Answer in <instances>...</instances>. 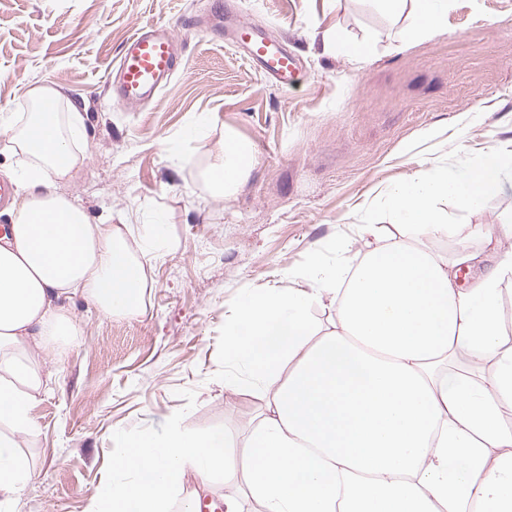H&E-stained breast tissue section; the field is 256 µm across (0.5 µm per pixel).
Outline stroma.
Segmentation results:
<instances>
[{
	"label": "stroma",
	"mask_w": 512,
	"mask_h": 512,
	"mask_svg": "<svg viewBox=\"0 0 512 512\" xmlns=\"http://www.w3.org/2000/svg\"><path fill=\"white\" fill-rule=\"evenodd\" d=\"M213 0H0V110L23 112L30 83L85 101L87 159L61 185L91 221L121 227L132 252L158 248L144 266L140 314L108 317L83 300V327L62 363L46 359L52 390L20 438L34 475L17 512H86L108 481L123 435L161 437L171 425L233 437L239 458L266 404L262 389L225 385L224 328L245 297L293 288L290 271L312 253L356 264L362 221L389 239L413 238L373 203L379 188L419 161L458 167L512 142V0H449L444 34L399 41L408 11L374 0H235L229 28L246 23L287 43L303 74L284 90L245 48L202 30ZM174 27L181 65L148 104L112 96L108 75L137 27ZM377 35L359 63L336 57L329 31ZM252 143L255 161L239 189L210 197L204 179L225 131ZM512 213V179L480 210L453 213L432 247L476 259L459 275L473 287L506 254L486 227ZM350 238L346 251L337 236Z\"/></svg>",
	"instance_id": "obj_1"
}]
</instances>
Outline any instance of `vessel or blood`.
<instances>
[{"label": "vessel or blood", "mask_w": 512, "mask_h": 512, "mask_svg": "<svg viewBox=\"0 0 512 512\" xmlns=\"http://www.w3.org/2000/svg\"><path fill=\"white\" fill-rule=\"evenodd\" d=\"M235 38L247 45L251 58L267 77L285 87L298 82L296 59L279 44L265 40L253 30L236 31ZM176 51L177 38L171 28H137L127 39L115 67L121 98L138 103L157 92L175 69Z\"/></svg>", "instance_id": "vessel-or-blood-1"}]
</instances>
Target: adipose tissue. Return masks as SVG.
<instances>
[{
    "label": "adipose tissue",
    "mask_w": 512,
    "mask_h": 512,
    "mask_svg": "<svg viewBox=\"0 0 512 512\" xmlns=\"http://www.w3.org/2000/svg\"><path fill=\"white\" fill-rule=\"evenodd\" d=\"M402 44L442 34L449 0H411ZM26 112L0 111L15 185L11 218L0 236V512H16L33 464L19 437L49 381L44 356L60 357L81 327L71 310L82 298L107 316L140 311L143 265L119 229L91 223L60 193L87 158L85 103L46 83L30 84ZM254 162L250 143L227 134L206 177L207 191H237ZM512 172V149L492 148L458 171L418 162L384 185L377 205L416 239L366 252L357 266L325 264L312 254L292 278L310 289L267 288L251 295L226 327L225 360L242 365L271 391L251 437L248 462L220 433L125 437L117 470L141 481L106 484L87 512H169L186 476L236 481L263 512H512V348L500 346L502 261L469 290L455 261L429 241L447 234L448 216L475 211ZM336 306L331 328L315 330L313 304ZM494 358L492 370L482 363Z\"/></svg>",
    "instance_id": "1"
}]
</instances>
